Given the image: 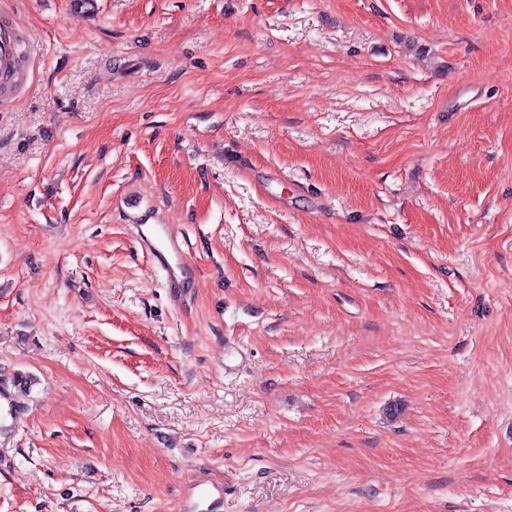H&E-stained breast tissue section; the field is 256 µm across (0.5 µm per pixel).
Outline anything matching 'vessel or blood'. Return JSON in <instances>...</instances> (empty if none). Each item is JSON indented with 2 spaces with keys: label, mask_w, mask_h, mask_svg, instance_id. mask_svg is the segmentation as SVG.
<instances>
[{
  "label": "vessel or blood",
  "mask_w": 512,
  "mask_h": 512,
  "mask_svg": "<svg viewBox=\"0 0 512 512\" xmlns=\"http://www.w3.org/2000/svg\"><path fill=\"white\" fill-rule=\"evenodd\" d=\"M29 51L38 55L41 46L32 40L10 15H0V105L10 106L20 99V92L29 79L30 72L25 66L21 53ZM138 242L157 270L165 274V283L170 290L174 305H183L187 292L178 281L180 272L189 268L184 242L179 232L171 225L155 224L139 232Z\"/></svg>",
  "instance_id": "vessel-or-blood-1"
}]
</instances>
